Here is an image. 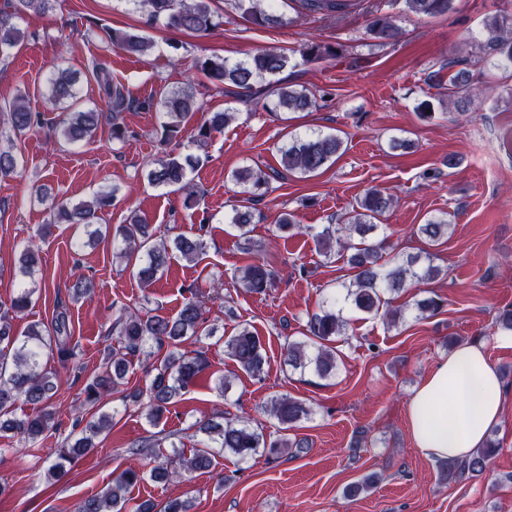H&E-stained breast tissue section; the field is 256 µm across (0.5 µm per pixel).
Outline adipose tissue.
Instances as JSON below:
<instances>
[{
    "instance_id": "obj_1",
    "label": "adipose tissue",
    "mask_w": 512,
    "mask_h": 512,
    "mask_svg": "<svg viewBox=\"0 0 512 512\" xmlns=\"http://www.w3.org/2000/svg\"><path fill=\"white\" fill-rule=\"evenodd\" d=\"M504 402L499 371L483 345L461 344L434 364L409 400L413 442L427 458L469 457L500 422Z\"/></svg>"
}]
</instances>
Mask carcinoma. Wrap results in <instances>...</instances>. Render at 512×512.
Masks as SVG:
<instances>
[{
	"label": "carcinoma",
	"mask_w": 512,
	"mask_h": 512,
	"mask_svg": "<svg viewBox=\"0 0 512 512\" xmlns=\"http://www.w3.org/2000/svg\"><path fill=\"white\" fill-rule=\"evenodd\" d=\"M55 0H11L9 9L0 10V59L10 56L21 40L16 20L31 14H44L53 9ZM134 9H142L148 17L165 27L185 33L206 34L221 23V15L213 8V0H122ZM233 7L245 19L259 28L279 27L286 23L278 12V0H231ZM297 7L307 15H346L356 6L355 0H295ZM405 12L420 18L446 16L456 10L457 0H402ZM403 35L394 16L385 14L369 19L365 28L366 39L378 46L397 43ZM108 46L126 55L141 56L151 42L139 33L114 30L108 35ZM300 55L306 62L336 61L345 57L343 50L326 44L308 43ZM292 58L278 48H265L247 55L243 60L230 62L220 57H207L198 62L199 70L214 84L235 88L236 100L248 104L263 101L268 112H311L318 107L317 98L306 88H297L281 74L291 65ZM488 64L497 69H512V14H496L484 22L479 37L464 40L460 55L448 61V68L428 74V84L437 89L438 101L448 100L458 111L466 112L472 103L476 88L472 67ZM91 73L98 83L109 116L94 109L80 107L77 78L74 73L61 70L47 79L46 100L62 106L65 117L56 131L67 142L89 140L98 129L102 118L112 123V139L126 138L128 129L124 114L136 109L123 85L112 79L111 73L100 63L92 62ZM156 108L160 118L161 141L169 143L180 136L185 119L197 109L192 86L161 92L157 102H148L147 108ZM237 108L228 107L220 112L205 114L197 127V140L204 143L212 134L224 130L238 118ZM0 123L15 138H21L41 125L40 113L32 111L24 97L0 105ZM346 151L345 141L335 133H312L294 136L280 148L281 165L290 175L309 178L331 167ZM200 164V157L191 153H168L155 162L148 171L147 180L156 187L174 188L185 193V203L193 202L198 190L191 174ZM19 173L18 159L9 150L0 149V177H13ZM275 170L269 175L261 169L243 167L232 174V180L244 187L251 197L266 194L270 178L278 177ZM116 191H100L90 201L75 204L54 203L50 207V223L77 224L86 227L96 223L98 211L109 206ZM393 206V197L379 188H370L357 201L356 207L343 217L340 224H327L315 232L314 238L322 253H347V263L354 274L340 283V290L331 292L324 300L320 313L312 315L305 325V340H289L283 346L284 362L294 370L311 371L321 378L336 373L337 354L332 343L347 335L349 320L343 315L346 308L382 319L387 327H395L404 318L405 310L394 308L385 294L398 293L444 275V270L433 264V255H408L387 264L381 262L387 250V237L376 238L379 217ZM254 213L249 206L233 209L230 223L251 245L248 226ZM452 225L446 220L430 219L420 225L419 232L431 244L438 243L451 233ZM112 246L116 255L131 267L133 275L145 288L153 285L163 274L171 260L180 257L188 262L199 260L206 250L204 235L175 237L148 224L137 214L126 223L115 227ZM41 263V245L32 239L19 255V269L30 276ZM276 273L261 261L240 269L237 283L246 293L263 294L274 286ZM37 287L21 285L10 308L0 311V434H13L28 443H36L54 427V415L42 408L50 402L57 390L56 375L43 367L44 352H54L60 362L73 356L70 349L71 328L68 310L56 306L51 321L31 325L26 332L17 334L14 319L31 305ZM441 308L435 297L414 301L410 311L416 319L434 316ZM117 330V345L110 348L104 358L105 373L89 385L82 403L86 410L98 408L109 392L123 384L134 361L142 355L155 357L151 378L144 389H136L128 398L142 406L147 418L154 424L169 411V406L188 392L207 367L206 357L198 350H186L205 338L215 336L218 326L206 316L204 302L193 293L184 299L174 316L150 310L121 309L113 324ZM224 352L246 374L261 378L265 364L264 341L249 326H241L237 333L224 341ZM23 400L38 410L22 417L13 416L15 405ZM269 415L281 425L283 434L276 439L266 437L259 425L248 417L213 418L196 423L204 438L197 441L191 456L175 450L165 461L145 474L140 460L157 454L158 440L144 439L129 448L126 467L113 479L112 484L94 495L86 497L77 512H126L125 493L150 478L155 482H169L182 477V472L207 471L213 465L214 449L222 448L247 460L263 453L269 462L281 459L287 448H301L303 441L290 439L288 431L310 415L302 402L286 395L271 398ZM112 423V416L103 414L86 423L76 422L79 432L70 437L60 449L57 460L49 468L51 476L60 478L66 473L65 463H72L96 447L101 432ZM500 443L487 439L484 447L470 457L452 459L444 463L443 479L457 482L464 476L477 477L490 466L499 452ZM190 502L169 499L161 505L145 501L132 512H190Z\"/></svg>",
	"instance_id": "cac0c4a2"
}]
</instances>
